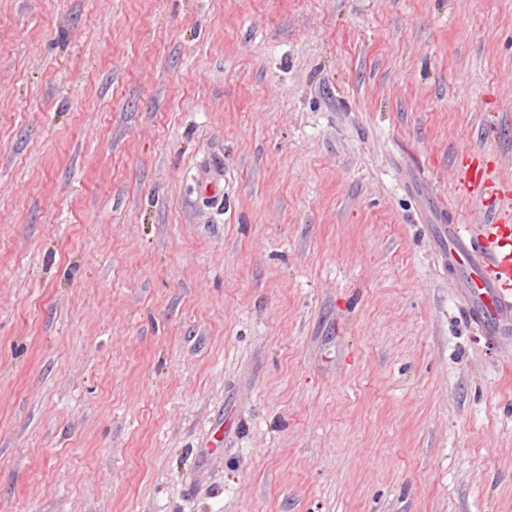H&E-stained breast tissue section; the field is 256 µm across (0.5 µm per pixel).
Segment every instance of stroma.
<instances>
[{
	"instance_id": "obj_1",
	"label": "stroma",
	"mask_w": 512,
	"mask_h": 512,
	"mask_svg": "<svg viewBox=\"0 0 512 512\" xmlns=\"http://www.w3.org/2000/svg\"><path fill=\"white\" fill-rule=\"evenodd\" d=\"M445 224L512 255V0H0V512H512Z\"/></svg>"
}]
</instances>
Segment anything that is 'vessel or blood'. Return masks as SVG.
<instances>
[{
  "label": "vessel or blood",
  "instance_id": "1",
  "mask_svg": "<svg viewBox=\"0 0 512 512\" xmlns=\"http://www.w3.org/2000/svg\"><path fill=\"white\" fill-rule=\"evenodd\" d=\"M437 260L466 267L469 272L467 292L477 303L482 316L495 320L501 330L512 328V288L504 282L486 280L480 274L481 269L488 267L499 268L505 273L512 271L505 256L479 241L455 233L449 236L448 247L438 254Z\"/></svg>",
  "mask_w": 512,
  "mask_h": 512
}]
</instances>
